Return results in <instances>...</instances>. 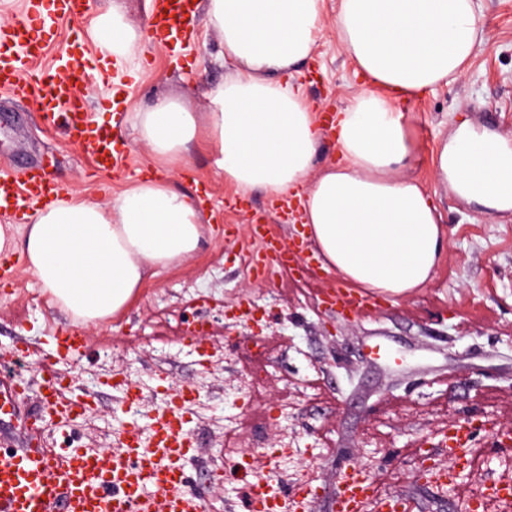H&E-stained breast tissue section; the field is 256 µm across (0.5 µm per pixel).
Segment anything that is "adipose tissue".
Segmentation results:
<instances>
[{
    "mask_svg": "<svg viewBox=\"0 0 512 512\" xmlns=\"http://www.w3.org/2000/svg\"><path fill=\"white\" fill-rule=\"evenodd\" d=\"M323 9L324 0H206L236 68L210 90L205 122L168 97L133 118L166 178H142L105 204L69 191L32 223L0 226V252L21 250L55 307L81 329L99 327L149 278L201 249L199 202L171 176L203 130L236 193L300 200L325 270L377 294L428 285L448 233L433 195L409 174L415 148L400 105L465 75L478 38L474 0H340L333 26L370 83L331 117L338 158L327 163L318 116L290 81L312 55ZM138 40L116 6L92 32L95 51L121 72L132 70ZM433 171L478 209L512 212V135L461 119Z\"/></svg>",
    "mask_w": 512,
    "mask_h": 512,
    "instance_id": "1",
    "label": "adipose tissue"
}]
</instances>
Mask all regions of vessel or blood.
<instances>
[{
  "label": "vessel or blood",
  "instance_id": "1",
  "mask_svg": "<svg viewBox=\"0 0 512 512\" xmlns=\"http://www.w3.org/2000/svg\"><path fill=\"white\" fill-rule=\"evenodd\" d=\"M80 22L87 15L86 0H59L55 14L36 13L0 28V89L37 103L47 119L57 112L69 115L67 132L99 171L117 167L127 146L117 131L94 121L83 94L94 75L85 50L70 47L64 67L42 64L47 42L54 36V17ZM198 18L195 0H154L148 33L173 36ZM61 188L40 163L17 172L0 168V213L24 217L30 206L58 196ZM250 237L261 248L250 260L256 278L272 270L307 277L312 263L302 262L303 245L283 242L264 217L249 226ZM322 304L346 317L364 318L378 303L363 289L349 285L323 292ZM42 402L49 406L58 430L70 427L82 409L63 391L51 366H44ZM27 381L20 375L0 377V417L19 416L29 435L27 447L0 452V512H205L201 495L188 488L183 467L196 443L184 426V411L173 408L159 422L156 446L140 444L125 431L117 449L107 455L92 454L75 444L61 445L46 430L41 413H24ZM497 497L471 495L470 512H491L500 507L512 512V478L489 481ZM376 499L379 512H411V501L399 494L377 496L370 473L357 464L345 465L336 487V512H363L368 499Z\"/></svg>",
  "mask_w": 512,
  "mask_h": 512
}]
</instances>
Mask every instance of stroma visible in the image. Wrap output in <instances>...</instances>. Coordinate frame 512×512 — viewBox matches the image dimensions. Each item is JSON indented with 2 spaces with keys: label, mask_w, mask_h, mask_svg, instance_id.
<instances>
[{
  "label": "stroma",
  "mask_w": 512,
  "mask_h": 512,
  "mask_svg": "<svg viewBox=\"0 0 512 512\" xmlns=\"http://www.w3.org/2000/svg\"><path fill=\"white\" fill-rule=\"evenodd\" d=\"M152 0H90L89 21L59 24V41L50 46L44 64L57 62L75 38H87L91 19L119 6L126 22L145 32ZM481 27L478 45L462 80L439 85L408 101L406 121L415 144L412 175L434 194L448 231V249L432 281L408 297L381 296L374 315L347 319L320 303L336 287V273L318 270L303 279L283 271L256 279L245 262L246 251H258L248 237L252 214L266 212L264 196L245 198L243 209L226 206L233 190L218 169L206 134H199L185 154L179 188L207 194L203 208L205 241L201 251L181 266L147 281L130 304L102 328L86 334L81 353L65 364L74 375L71 396H81L89 374H98L91 391L95 409L86 413L71 435L79 445L112 446L115 428L145 429L166 399L171 385H193L200 367L193 349L182 343V316L203 311L214 315L216 302L234 307L250 300L264 315V347L256 349L249 331L218 332L212 345L224 350V367L201 395L216 414H230L243 438H250L259 414L277 400L288 401L287 417L266 431L267 445L283 438L296 441L301 458L313 462L318 491L308 512H334L340 468L346 462H369L381 489L409 497L415 512H462L453 487H440L422 476L420 461H448L443 441L451 424L468 409L479 423L512 431V215L492 216L458 199L448 186L434 181L432 156L459 118L512 133V0H475ZM336 0H325L324 29L311 60L293 72L319 115L336 113L361 89V82L333 27ZM133 73L101 72L88 101L95 121L110 124L112 101L121 99L126 116L146 110L162 95L180 99L188 111L204 117L209 90L235 68L225 58L218 32L199 20L192 37L180 44L140 40ZM64 117L45 123L33 104L0 91V164L24 168L43 160L64 189L108 202L113 194L152 175V157L132 128L125 126L129 151L114 171L99 172L61 129ZM12 265L8 282H0V353L27 350L20 368L39 378L37 355L53 337L71 331L70 317L43 302L22 306L24 293L40 290L25 269L20 252L0 253ZM220 279L207 286L208 298L185 292L186 282L206 279L212 265ZM114 342L110 359L102 346ZM380 341L396 352L394 362L367 356L368 344ZM264 367L266 378L248 402L228 406L225 391L246 368ZM135 368L147 385L135 414L122 408L112 386L114 370ZM186 427L199 452L186 468L209 512H244L239 485L209 482L208 470L224 453V431L187 415Z\"/></svg>",
  "instance_id": "35a3bbf8"
}]
</instances>
